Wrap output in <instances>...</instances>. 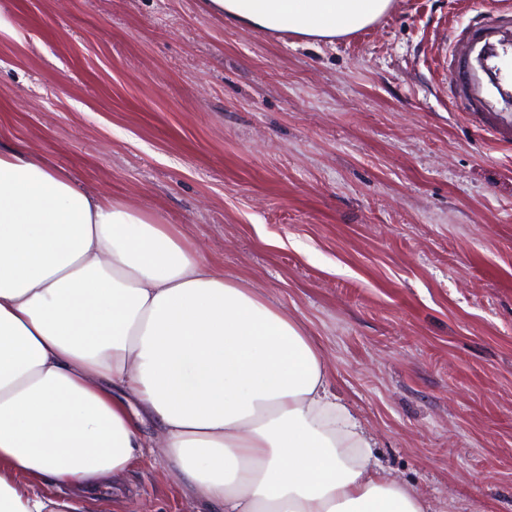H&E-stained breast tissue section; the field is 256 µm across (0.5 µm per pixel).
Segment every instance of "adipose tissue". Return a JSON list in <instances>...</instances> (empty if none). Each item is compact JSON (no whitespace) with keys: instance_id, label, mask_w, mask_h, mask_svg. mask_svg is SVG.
Wrapping results in <instances>:
<instances>
[{"instance_id":"ef3b65f1","label":"adipose tissue","mask_w":512,"mask_h":512,"mask_svg":"<svg viewBox=\"0 0 512 512\" xmlns=\"http://www.w3.org/2000/svg\"><path fill=\"white\" fill-rule=\"evenodd\" d=\"M391 2L209 0L327 42ZM157 442L210 512L428 510L285 309L172 225L0 144V512H87Z\"/></svg>"}]
</instances>
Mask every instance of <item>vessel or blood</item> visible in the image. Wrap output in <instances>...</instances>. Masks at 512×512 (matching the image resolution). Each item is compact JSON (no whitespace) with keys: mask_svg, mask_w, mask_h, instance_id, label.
I'll return each instance as SVG.
<instances>
[{"mask_svg":"<svg viewBox=\"0 0 512 512\" xmlns=\"http://www.w3.org/2000/svg\"><path fill=\"white\" fill-rule=\"evenodd\" d=\"M447 77L459 111L484 124L512 126V13L479 14L454 41Z\"/></svg>","mask_w":512,"mask_h":512,"instance_id":"b4317fda","label":"vessel or blood"}]
</instances>
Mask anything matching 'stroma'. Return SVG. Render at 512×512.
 Instances as JSON below:
<instances>
[{"label": "stroma", "instance_id": "stroma-1", "mask_svg": "<svg viewBox=\"0 0 512 512\" xmlns=\"http://www.w3.org/2000/svg\"><path fill=\"white\" fill-rule=\"evenodd\" d=\"M489 2L393 0L327 43L207 0H0V141L286 308L437 512H512V140L443 74ZM93 497L206 512L159 448Z\"/></svg>", "mask_w": 512, "mask_h": 512}]
</instances>
